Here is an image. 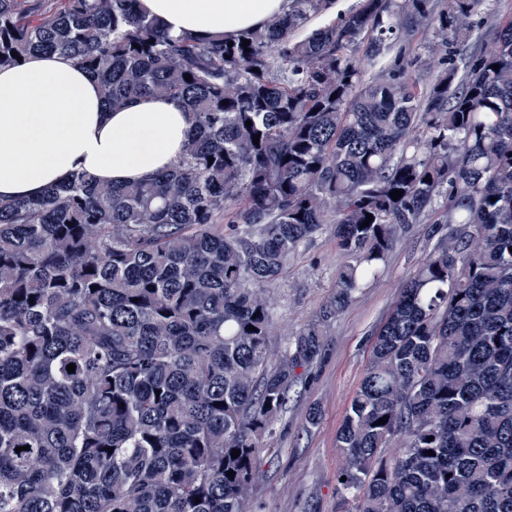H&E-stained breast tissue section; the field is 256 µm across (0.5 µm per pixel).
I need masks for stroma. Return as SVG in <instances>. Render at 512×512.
<instances>
[{
	"mask_svg": "<svg viewBox=\"0 0 512 512\" xmlns=\"http://www.w3.org/2000/svg\"><path fill=\"white\" fill-rule=\"evenodd\" d=\"M425 224L402 231L386 262L335 319L325 324L323 356L302 370L288 405L253 469L249 512H346L336 494L343 459L336 435L369 365L376 330L385 321L403 282L432 251ZM346 257L331 230L302 246L288 270L269 285L274 319L271 342L284 351L295 332L316 319L336 285ZM319 419L310 422L311 408Z\"/></svg>",
	"mask_w": 512,
	"mask_h": 512,
	"instance_id": "35a3bbf8",
	"label": "stroma"
}]
</instances>
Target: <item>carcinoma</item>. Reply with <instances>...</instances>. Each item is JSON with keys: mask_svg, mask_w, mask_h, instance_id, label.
Masks as SVG:
<instances>
[{"mask_svg": "<svg viewBox=\"0 0 512 512\" xmlns=\"http://www.w3.org/2000/svg\"><path fill=\"white\" fill-rule=\"evenodd\" d=\"M138 2L0 0V68L57 53L109 110L194 116L148 182L76 170L0 202V512H247L322 323L412 224L436 246L376 332L337 492L349 512H512V15L357 0L302 35L333 0H290L228 38ZM327 224L348 261L273 364L261 288Z\"/></svg>", "mask_w": 512, "mask_h": 512, "instance_id": "cac0c4a2", "label": "carcinoma"}]
</instances>
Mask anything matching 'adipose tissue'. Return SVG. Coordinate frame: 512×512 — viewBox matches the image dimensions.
<instances>
[{
	"instance_id": "1",
	"label": "adipose tissue",
	"mask_w": 512,
	"mask_h": 512,
	"mask_svg": "<svg viewBox=\"0 0 512 512\" xmlns=\"http://www.w3.org/2000/svg\"><path fill=\"white\" fill-rule=\"evenodd\" d=\"M169 32L231 36L286 13L288 0H140ZM192 113L148 96L115 112L73 61L35 55L0 70V199L36 197L83 170L99 182L146 180L171 167L193 130Z\"/></svg>"
}]
</instances>
